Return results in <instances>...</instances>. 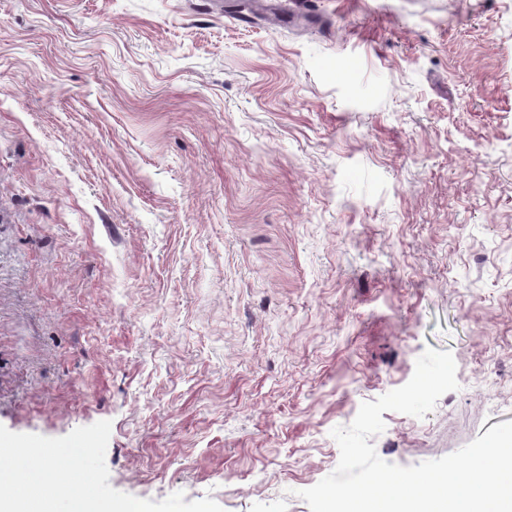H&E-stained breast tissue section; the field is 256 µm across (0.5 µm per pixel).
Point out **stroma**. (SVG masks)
I'll return each mask as SVG.
<instances>
[{
	"mask_svg": "<svg viewBox=\"0 0 512 512\" xmlns=\"http://www.w3.org/2000/svg\"><path fill=\"white\" fill-rule=\"evenodd\" d=\"M0 0V425L112 423L110 485L310 512L333 428L512 421V0Z\"/></svg>",
	"mask_w": 512,
	"mask_h": 512,
	"instance_id": "stroma-1",
	"label": "stroma"
}]
</instances>
